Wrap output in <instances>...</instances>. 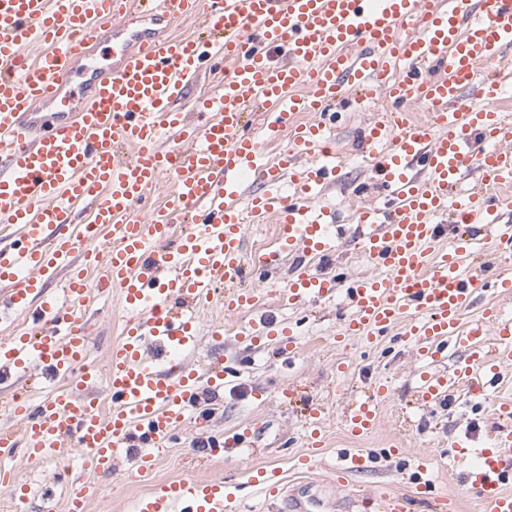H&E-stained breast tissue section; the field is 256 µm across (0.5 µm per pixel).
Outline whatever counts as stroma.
<instances>
[{
  "mask_svg": "<svg viewBox=\"0 0 512 512\" xmlns=\"http://www.w3.org/2000/svg\"><path fill=\"white\" fill-rule=\"evenodd\" d=\"M370 115L341 112L332 131L341 156L336 182L327 190L340 212V220L351 224L358 204L357 191L373 178L360 156L363 131ZM293 257L281 258L278 267L265 275L251 274L244 287L263 294L267 317L285 318L295 333L294 345L279 336L252 343L241 332L254 319L253 313L227 315L220 306L204 312L198 321L196 340L184 357L198 371H206L214 359H222L232 376L223 393L202 402L201 417L185 424L167 447L157 454L152 474L141 479L130 475L131 461L118 460L111 476H90L94 487L89 512H128L131 501L149 492L157 483L192 475L221 477L237 483L236 512H265L264 496L249 481L259 467L275 469L288 492L314 497L330 506V512H377V497L391 490H407L414 483L419 462L430 468L437 492L457 503L459 512H481L477 495L464 487L453 461L454 444L465 441L488 444L500 419L497 407L512 400V367L503 369L500 379L480 394L460 387L446 404L417 405L414 387L422 372L445 374L463 359L457 348L430 364L420 358L418 347L402 339L401 328L366 343L337 342L340 324L352 314L349 301L318 306L283 304L272 281L288 275ZM320 271L343 280L375 274V267L351 242H343L331 257L319 262ZM87 318L96 359H103L120 336L123 311L116 295H92L86 304ZM383 382L388 393L380 404L377 429L370 436L350 439L342 424L346 406L355 398L356 387ZM295 391L283 401L284 387ZM321 408V430L325 445L312 471L297 469L305 454V423L309 412ZM256 436L250 456L239 457L230 450L214 457L197 449L209 441L242 427ZM399 454H390V446ZM362 453L367 468L352 472L345 485H336L332 469L346 453ZM17 478L29 488L26 512H43V497L54 489L55 462L18 461Z\"/></svg>",
  "mask_w": 512,
  "mask_h": 512,
  "instance_id": "1",
  "label": "stroma"
}]
</instances>
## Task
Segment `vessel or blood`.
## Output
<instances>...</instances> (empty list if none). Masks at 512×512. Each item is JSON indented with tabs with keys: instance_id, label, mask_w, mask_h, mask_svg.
I'll return each instance as SVG.
<instances>
[{
	"instance_id": "b4317fda",
	"label": "vessel or blood",
	"mask_w": 512,
	"mask_h": 512,
	"mask_svg": "<svg viewBox=\"0 0 512 512\" xmlns=\"http://www.w3.org/2000/svg\"><path fill=\"white\" fill-rule=\"evenodd\" d=\"M189 16L205 34H175ZM160 24L166 34L156 33ZM31 45L44 53L32 58ZM511 47L512 0H0V221L20 232L0 238V288L31 323L0 338V372L36 363L59 381L36 401L13 396L20 425L0 428V491L26 504L16 480L22 457L76 465L64 486L67 512L87 510L82 473L110 474L130 456L135 474L149 475L155 449L193 417L199 398L224 389L221 364L202 376L174 355L193 344L216 286L227 313L259 306L241 283L279 255L246 253L245 232L271 217L284 228L282 248L299 256L280 283L289 300L327 304L344 292L353 314L341 336L369 342L405 319L426 359L463 348L457 376L423 375L424 401L447 398L461 376L476 393L492 386L489 357L512 364V319L493 306L478 324L462 316L478 289L511 295L512 274L473 264L479 241L448 226L481 225L512 256V224L500 221L512 207V125L496 110L512 85ZM216 60L218 89L186 114L182 103ZM467 87L477 88V104L463 103ZM375 96L383 107L364 132V154L388 205L360 204L349 234L323 199L340 166L331 108ZM259 105L257 136L244 114ZM417 105L426 119L413 117ZM303 112L316 121L300 122ZM278 141L266 161V145ZM471 166L484 190L454 194ZM165 177L173 184L165 203L141 211ZM79 203L90 211L81 226ZM347 234L380 273L344 288L309 261ZM95 270L125 314L101 361L84 318ZM93 382L104 384L109 406L84 398ZM385 390L376 385L345 409L349 436L375 431ZM461 456L485 512H512V422L496 427L490 447ZM251 479L270 505H322L286 498L275 471L258 468ZM422 493L433 494L430 481L383 494L385 512H407ZM233 498L223 479L185 477L138 496L131 512H230Z\"/></svg>"
}]
</instances>
